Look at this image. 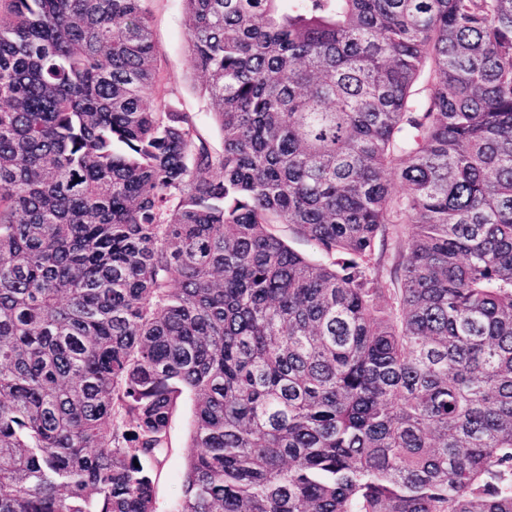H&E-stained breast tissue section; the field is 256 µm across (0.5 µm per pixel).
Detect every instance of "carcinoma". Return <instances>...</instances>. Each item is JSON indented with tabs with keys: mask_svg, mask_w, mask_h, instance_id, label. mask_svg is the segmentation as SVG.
Returning <instances> with one entry per match:
<instances>
[{
	"mask_svg": "<svg viewBox=\"0 0 512 512\" xmlns=\"http://www.w3.org/2000/svg\"><path fill=\"white\" fill-rule=\"evenodd\" d=\"M150 2L0 0V512H512V0H183L220 148ZM151 30L158 49V65L184 112H194L212 144L220 148L222 139L201 80L192 69L187 48L186 14L182 0H152ZM192 421L193 405L190 400H186L179 406L170 423L172 451L163 466L157 484V503L160 512H168L169 505L180 494Z\"/></svg>",
	"mask_w": 512,
	"mask_h": 512,
	"instance_id": "carcinoma-1",
	"label": "carcinoma"
}]
</instances>
